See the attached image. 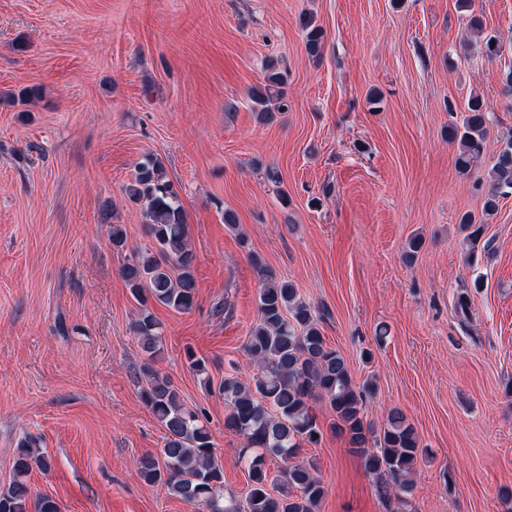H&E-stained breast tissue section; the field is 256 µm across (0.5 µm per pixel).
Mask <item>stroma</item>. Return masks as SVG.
<instances>
[{
    "instance_id": "1",
    "label": "stroma",
    "mask_w": 512,
    "mask_h": 512,
    "mask_svg": "<svg viewBox=\"0 0 512 512\" xmlns=\"http://www.w3.org/2000/svg\"><path fill=\"white\" fill-rule=\"evenodd\" d=\"M472 12L504 43L495 59ZM306 15L325 32L317 62ZM271 64L288 107L266 124L249 92ZM510 70L512 0H0V485L29 436L52 468L28 482L62 512H202L138 474L163 431L140 400L137 303L99 222L110 205L148 247L123 187L154 153L187 213L197 281L191 311L153 308L156 366L204 409L225 491L242 494L247 473L213 385L256 371L243 350L254 254L313 306L354 383L372 384L366 422L400 408L427 447L413 512H507L512 194L485 215L483 179L512 136ZM475 95L493 123L466 175L448 127ZM467 213L486 246L472 262ZM300 457L326 485L320 512H401L333 432Z\"/></svg>"
}]
</instances>
